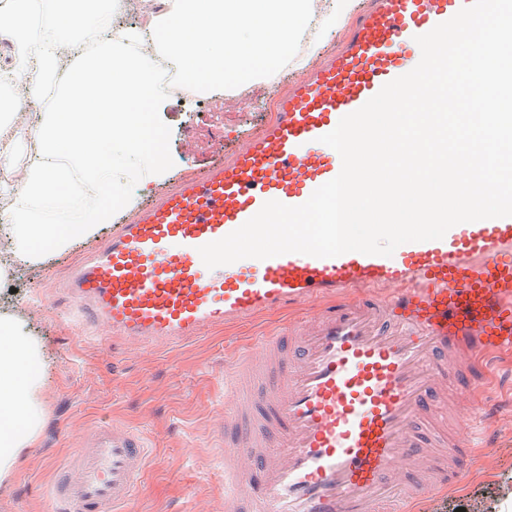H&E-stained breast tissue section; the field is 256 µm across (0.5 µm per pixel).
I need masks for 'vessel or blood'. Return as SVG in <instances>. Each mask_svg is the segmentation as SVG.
I'll list each match as a JSON object with an SVG mask.
<instances>
[{"mask_svg":"<svg viewBox=\"0 0 512 512\" xmlns=\"http://www.w3.org/2000/svg\"><path fill=\"white\" fill-rule=\"evenodd\" d=\"M471 0H370L343 47L288 90L244 147L180 180L71 271L80 322L126 342L176 343L291 301L347 288L343 304L256 341L231 366L215 431L222 512H410L473 459L468 440L436 454L443 377L476 394L486 360L512 354V217L450 228L392 256L288 253L208 269L200 246L265 202L305 203L341 171L320 138L419 62L416 36ZM148 465L143 437L91 429L59 469L49 512H128Z\"/></svg>","mask_w":512,"mask_h":512,"instance_id":"b4317fda","label":"vessel or blood"}]
</instances>
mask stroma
<instances>
[{
    "label": "stroma",
    "instance_id": "stroma-1",
    "mask_svg": "<svg viewBox=\"0 0 512 512\" xmlns=\"http://www.w3.org/2000/svg\"><path fill=\"white\" fill-rule=\"evenodd\" d=\"M297 75L293 68L282 77L260 74L244 97L229 90L192 97L168 90L157 112L167 173L149 179L146 157L129 154L121 166L124 190L141 207L176 180L219 163L272 120L275 93ZM130 216L113 212L111 223L94 236L47 254L0 288V312L19 317L40 346L34 367L43 379L42 424L0 487V512H43L56 463L80 446L87 430L115 420L138 431L148 447V471L135 489L139 512H196L200 503L216 499L222 483V469L210 461L221 414L219 371L255 337L285 330L329 305L325 299L294 302L181 344L113 340L111 333L75 321L65 286L70 266ZM478 401L490 407L492 418L470 433L485 447L454 487L422 496L415 512H512L511 358L494 363Z\"/></svg>",
    "mask_w": 512,
    "mask_h": 512
}]
</instances>
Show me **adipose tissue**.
Masks as SVG:
<instances>
[{
    "label": "adipose tissue",
    "instance_id": "ef3b65f1",
    "mask_svg": "<svg viewBox=\"0 0 512 512\" xmlns=\"http://www.w3.org/2000/svg\"><path fill=\"white\" fill-rule=\"evenodd\" d=\"M68 0H57L38 25L25 21L32 0H12L0 12V42L11 47L15 74L30 77L28 88L52 84L64 60L62 18ZM163 21L152 29L179 69L188 91L222 89L226 80H245L288 51V34L305 25L310 0H162ZM123 32L92 53H77L58 109L40 113L29 127L37 159L22 181L0 176V197L13 206L0 211L9 231L12 258L19 267L39 262L46 251L63 250L109 223L114 208H132L121 193L118 159L142 148V126L163 94L151 68L125 46L141 41ZM114 189L117 204L85 214L75 224L48 217L74 208L83 188ZM38 355L20 320L0 315V482L10 478L17 456L33 441L42 419L40 380L32 370Z\"/></svg>",
    "mask_w": 512,
    "mask_h": 512
}]
</instances>
